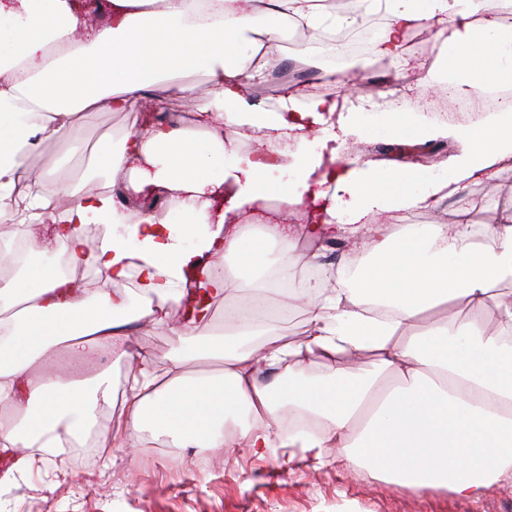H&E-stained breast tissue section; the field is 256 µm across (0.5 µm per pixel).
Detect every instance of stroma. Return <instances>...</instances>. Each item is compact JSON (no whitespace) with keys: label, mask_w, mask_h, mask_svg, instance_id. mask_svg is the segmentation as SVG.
<instances>
[{"label":"stroma","mask_w":512,"mask_h":512,"mask_svg":"<svg viewBox=\"0 0 512 512\" xmlns=\"http://www.w3.org/2000/svg\"><path fill=\"white\" fill-rule=\"evenodd\" d=\"M315 38L306 36L280 44L278 79L264 78L250 85L246 97L255 111L276 109L281 94L296 90L342 99V87L329 83L328 68L315 61ZM439 45L404 50L388 69L378 70L373 59L356 65L363 75L365 94L394 93L400 69L415 74L410 96L415 103L439 105L434 85L425 83L428 69L438 63ZM142 111L81 112L76 128V149L62 159L50 143L31 150V165L47 178L62 177L81 183L94 176L105 183L106 173H93L91 158L104 141H119L140 127ZM397 141L383 137L350 143L342 150L348 159L370 161L384 167L429 166L453 154V142L429 143L421 157L397 150ZM481 206L488 223H498L503 209L512 207V165L491 180L469 185L458 195L427 211L431 224H452L462 202ZM135 350L147 354L155 372H163L175 344L168 329L141 322L132 335ZM125 414L109 413L101 427L102 445L93 455L75 453L46 457L32 470L13 466L0 470V512H512V481L492 483L476 501L445 491L414 495L377 479L369 470L353 469L316 449L288 447L283 422L272 425L271 448L254 454L231 443L221 448H178L140 435L136 449L122 447L114 434Z\"/></svg>","instance_id":"obj_1"}]
</instances>
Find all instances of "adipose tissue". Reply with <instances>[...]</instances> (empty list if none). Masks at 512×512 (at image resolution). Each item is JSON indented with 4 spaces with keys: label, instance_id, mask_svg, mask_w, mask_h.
Masks as SVG:
<instances>
[{
    "label": "adipose tissue",
    "instance_id": "obj_1",
    "mask_svg": "<svg viewBox=\"0 0 512 512\" xmlns=\"http://www.w3.org/2000/svg\"><path fill=\"white\" fill-rule=\"evenodd\" d=\"M112 16L77 38L76 0H0V217L14 235L51 223V241L63 245L68 264L94 266L110 281L136 277L143 307L124 293L83 285L40 262L25 263L0 283V401L13 402L21 422L0 429V447H25L14 467L24 471L43 453L61 452L96 421L97 407L112 403L109 376L84 381L54 370L59 348L89 362L97 350L132 358L131 324L167 323L169 308L188 288L227 297L239 288L259 295L250 308L227 315L225 331L207 319L171 331L177 345L164 375L140 369L128 379L125 436L150 433L182 448H220L223 430L239 428L254 452L272 444L269 428L282 409L319 418L323 429L299 436L306 448H332L347 463L365 467L411 493L445 490L479 499L491 483L512 480V304L499 306L492 332L477 322L494 285L512 276V210L473 242L467 209L456 224L429 228L399 221L400 212L432 209L468 184L491 180L512 162V107L479 125L448 126L416 118L409 103L370 123L360 111L318 95L284 94L270 121H244V88L263 78L280 37L281 20L312 32L354 28L362 9L384 11L388 22L377 54L396 58L408 30L434 22L452 96H470L496 81L512 80V30L499 21L512 0H357L337 13L322 0H110ZM207 78L200 96L188 75ZM164 79L172 95L192 101L189 123L132 130L119 145L99 146L95 164L110 185L76 191L68 183L38 180V190L16 199L21 158L50 142L68 150L80 112L108 105L133 110L145 85ZM339 113L344 134L358 140L450 139L457 151L433 166H376L347 171L340 196L322 219L329 233L370 232V261L336 285L311 284L309 264L291 254L302 229L269 221L252 227L271 200L299 204L322 153L305 130ZM247 140L268 143L249 153ZM132 195L163 193L165 215L117 206L115 185ZM243 222L226 228L213 213L219 198ZM214 214L202 230L193 216ZM279 249L280 272L296 279L304 304L306 343L267 329L262 258ZM221 255L224 276L211 273L209 256ZM465 299L471 320L420 324L427 310ZM397 310L396 318L362 314L360 304ZM374 352L376 368L339 365L314 380L302 372L307 357L336 361L347 350ZM217 358L216 375L187 372L188 363ZM398 376L387 382L388 372Z\"/></svg>",
    "mask_w": 512,
    "mask_h": 512
}]
</instances>
